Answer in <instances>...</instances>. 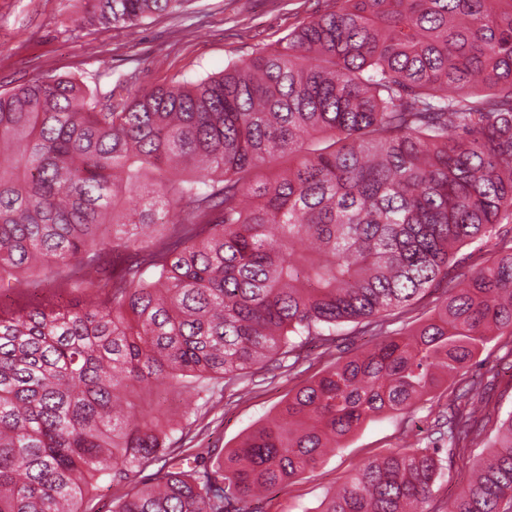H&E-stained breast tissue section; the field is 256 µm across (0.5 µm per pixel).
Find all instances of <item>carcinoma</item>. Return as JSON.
Masks as SVG:
<instances>
[{
  "mask_svg": "<svg viewBox=\"0 0 512 512\" xmlns=\"http://www.w3.org/2000/svg\"><path fill=\"white\" fill-rule=\"evenodd\" d=\"M189 0H93L132 28ZM218 77L112 103L70 77L0 91V291L29 273L94 305L0 311V512H243L365 421L445 380L439 439L479 431L465 378L512 336V245L467 282L455 251L512 222V0H335ZM168 168L171 177L151 174ZM448 281L404 336L384 329ZM365 322L336 360L212 466L162 465L175 424L123 408L158 382L198 395L292 336ZM438 449L359 464L323 512H430ZM448 512H512V412ZM125 480L119 476L100 481L88 501L83 504L89 512H112L118 499L128 490Z\"/></svg>",
  "mask_w": 512,
  "mask_h": 512,
  "instance_id": "obj_1",
  "label": "carcinoma"
}]
</instances>
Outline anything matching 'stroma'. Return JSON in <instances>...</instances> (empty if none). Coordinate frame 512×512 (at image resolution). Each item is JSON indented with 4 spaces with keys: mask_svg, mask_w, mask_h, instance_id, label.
Returning a JSON list of instances; mask_svg holds the SVG:
<instances>
[{
    "mask_svg": "<svg viewBox=\"0 0 512 512\" xmlns=\"http://www.w3.org/2000/svg\"><path fill=\"white\" fill-rule=\"evenodd\" d=\"M334 0H191L186 12L163 15L132 30L86 27L78 22L73 0H0V90L51 77L70 76L89 90L113 92L128 99L142 91L181 79L223 72L231 62L248 59L258 49L277 46L313 16L332 8ZM494 239L462 247L455 274H470L490 263L501 243L512 240V224L496 227ZM55 285L37 276L21 280L0 297V310L12 313L57 299ZM373 332L349 323L330 336L303 340L279 357L276 370H252L201 392L192 410L183 401L148 385L131 396L137 411L175 420L172 456L187 458L206 449L225 453L266 419L277 414L289 394L317 377L336 359L370 348ZM486 387L493 419L461 451L445 455L434 486L432 512H446L465 487L472 464L488 451L495 421L512 411V338L487 344L470 367ZM453 388L445 382L407 413H385L365 422L336 455L287 486L248 502L249 512H322L336 486L363 459L427 440L431 426L448 406Z\"/></svg>",
    "mask_w": 512,
    "mask_h": 512,
    "instance_id": "1",
    "label": "stroma"
}]
</instances>
